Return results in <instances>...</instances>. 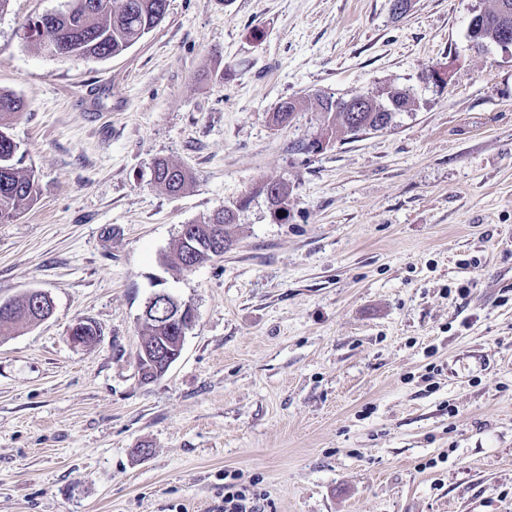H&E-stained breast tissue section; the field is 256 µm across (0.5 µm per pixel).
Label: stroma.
Here are the masks:
<instances>
[{
  "label": "stroma",
  "instance_id": "1",
  "mask_svg": "<svg viewBox=\"0 0 512 512\" xmlns=\"http://www.w3.org/2000/svg\"><path fill=\"white\" fill-rule=\"evenodd\" d=\"M63 4L0 11L40 188L0 222V300L54 304L0 332V512H222L228 471L265 512H512V51L469 39L492 0H169L110 58L26 47ZM390 87L415 103L386 129L306 151L316 95ZM159 158L191 171L184 194L154 184ZM272 180L283 221L255 192ZM236 202L222 258L164 265ZM159 291L197 319L144 384ZM269 190L268 202L270 204L273 216L277 220H285L288 218V185L283 182L270 181L264 182L259 188L260 193H264L265 189ZM283 205V207H280ZM279 211H282L283 216H278ZM158 349V345H154L152 344L151 346L149 347H144L143 348V355L146 359H161V363L163 364V367H164V372L162 374L159 373V370H154V377H150L148 378V381L149 382H152L158 378H160L161 376H163V374L166 372L167 368L176 360L179 358L180 356V351L176 352L175 355H173V351L171 350H168V348L166 349H162L160 351L157 350ZM145 358L141 359L138 361V367L139 369L141 370H148V369H153L154 367V363L153 361H148L146 360Z\"/></svg>",
  "mask_w": 512,
  "mask_h": 512
}]
</instances>
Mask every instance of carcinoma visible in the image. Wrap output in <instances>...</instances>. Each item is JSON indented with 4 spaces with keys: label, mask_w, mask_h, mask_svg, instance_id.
Here are the masks:
<instances>
[{
    "label": "carcinoma",
    "mask_w": 512,
    "mask_h": 512,
    "mask_svg": "<svg viewBox=\"0 0 512 512\" xmlns=\"http://www.w3.org/2000/svg\"><path fill=\"white\" fill-rule=\"evenodd\" d=\"M168 0H68L59 10L55 24L39 30L38 21L29 24L24 34L25 41L40 51L46 50L45 40L51 38L66 48L64 58H108L127 50L145 34L149 33L166 17ZM512 39V0H496L495 7L484 12L482 22L470 25L469 37L478 43H491L504 36ZM348 100L322 96L316 108L324 113L322 132L328 138H341L362 128L364 131H380L382 109L392 105L413 103L407 89L391 88L386 97L375 98L366 103L359 112H347ZM23 107V102L10 92L0 91V220L14 217L20 210L36 203L39 187L34 171L21 167L22 158L17 156L18 146L10 137L8 129L13 116ZM296 105L283 102L272 113L270 121L275 127H284L295 119ZM153 181L167 193L178 195L193 181L191 172L165 159L155 163ZM269 190L268 202L273 216L283 213L288 218V185L283 182L263 183L258 191ZM236 212L226 207L194 222V237L200 241L208 239L213 227L235 223ZM10 310L0 313V326H24L30 321L24 315L37 316L40 310H50L47 299H38L29 293L9 300ZM169 300L157 295L150 298L143 311V340L163 343L175 348L177 338L168 333L167 323L172 320Z\"/></svg>",
    "instance_id": "obj_1"
}]
</instances>
